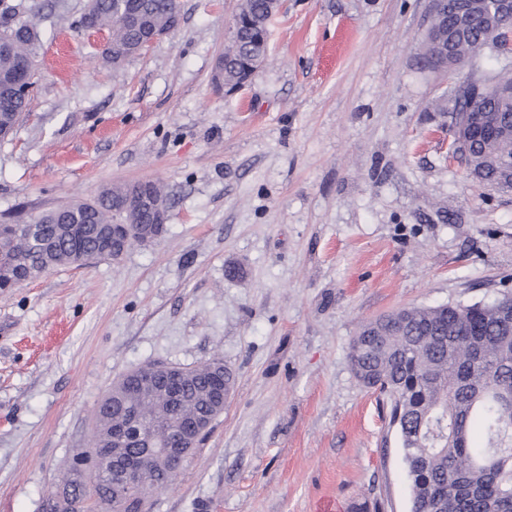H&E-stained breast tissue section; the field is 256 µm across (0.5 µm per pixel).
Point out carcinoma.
I'll return each mask as SVG.
<instances>
[{
    "instance_id": "obj_1",
    "label": "carcinoma",
    "mask_w": 512,
    "mask_h": 512,
    "mask_svg": "<svg viewBox=\"0 0 512 512\" xmlns=\"http://www.w3.org/2000/svg\"><path fill=\"white\" fill-rule=\"evenodd\" d=\"M277 10L273 0H241V25L228 36L233 59L224 81L242 85L268 57L267 24ZM180 13V0H89L84 16L110 41L102 61L118 68L134 56L149 30L168 29ZM487 30L476 17L461 51L479 49ZM40 32L37 15L0 10V130L12 132L28 110L30 96L15 89L17 64L38 67ZM509 105L488 96L456 97L451 115L455 130L466 118L484 125L501 123ZM465 159L474 180L499 189L509 182L512 138L492 143L471 140ZM37 245L25 236L23 224H0V288H14L59 266L80 265L82 253L129 251L142 243L139 236L112 240L102 246L96 226L149 224L146 211L125 213L121 202L104 188L93 203L76 201L32 218ZM357 382L372 390L389 408V424L396 428L409 480L411 512H512V407L499 397L512 386V297L490 302L399 308L363 322L350 342L348 356ZM190 374L175 402L168 399L163 377L143 366L122 375L102 397L93 413L91 448L112 447V432L131 424L136 415L151 424L169 413L188 419L203 410L209 389L234 385L230 370L175 367ZM178 469L149 463L131 491L133 501L157 493L174 482ZM79 512L88 493L79 468L65 479ZM95 506L113 512L110 481L96 482Z\"/></svg>"
}]
</instances>
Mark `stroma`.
I'll return each mask as SVG.
<instances>
[{"instance_id": "35a3bbf8", "label": "stroma", "mask_w": 512, "mask_h": 512, "mask_svg": "<svg viewBox=\"0 0 512 512\" xmlns=\"http://www.w3.org/2000/svg\"><path fill=\"white\" fill-rule=\"evenodd\" d=\"M44 16L31 102L0 139V224L115 183L157 181L162 235L120 261L0 290V512H42L121 375L222 356L223 413L150 512H409L389 410L348 344L400 307L512 294V190L450 152L419 43L431 0H281L267 64L216 90L239 0L182 22L119 69L77 22Z\"/></svg>"}]
</instances>
